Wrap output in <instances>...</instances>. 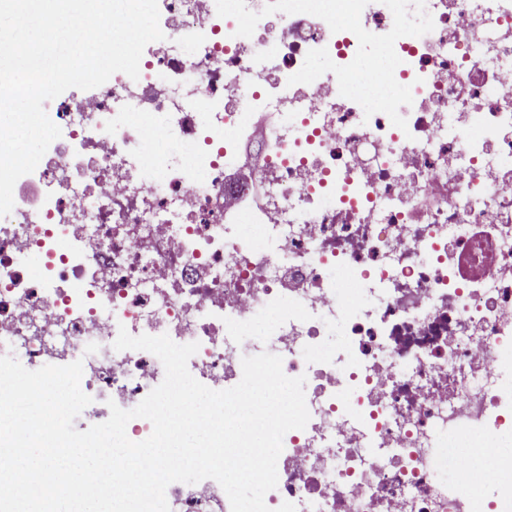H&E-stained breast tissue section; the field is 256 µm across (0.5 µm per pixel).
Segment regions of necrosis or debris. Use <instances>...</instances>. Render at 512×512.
Returning <instances> with one entry per match:
<instances>
[{
  "instance_id": "4bbe7bcc",
  "label": "necrosis or debris",
  "mask_w": 512,
  "mask_h": 512,
  "mask_svg": "<svg viewBox=\"0 0 512 512\" xmlns=\"http://www.w3.org/2000/svg\"><path fill=\"white\" fill-rule=\"evenodd\" d=\"M158 2L138 79L44 104L61 135L29 179L46 191L0 217V354L82 361V388L129 410L164 367L114 350L119 328L198 343L190 373L224 390L264 320L310 412L283 438L273 512H512L492 443L512 428V0H426L433 30L395 42L404 131L333 73L289 84L309 50L349 64L353 33L276 13L239 37L215 0ZM166 498L229 512L211 479Z\"/></svg>"
}]
</instances>
